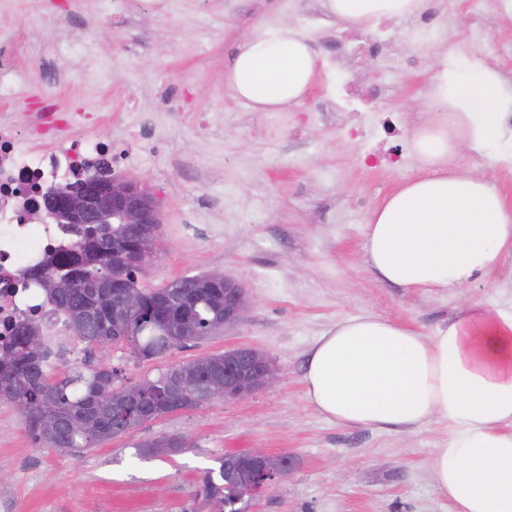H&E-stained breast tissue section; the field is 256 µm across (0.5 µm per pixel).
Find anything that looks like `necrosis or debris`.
<instances>
[{"label":"necrosis or debris","instance_id":"1","mask_svg":"<svg viewBox=\"0 0 512 512\" xmlns=\"http://www.w3.org/2000/svg\"><path fill=\"white\" fill-rule=\"evenodd\" d=\"M88 112L37 108L28 123L0 121V335L29 318L42 329L58 327L42 288L29 271L50 250L69 248L60 225L41 222L44 194L93 175L111 160L112 147L89 135Z\"/></svg>","mask_w":512,"mask_h":512}]
</instances>
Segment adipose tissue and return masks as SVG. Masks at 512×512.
I'll use <instances>...</instances> for the list:
<instances>
[{"instance_id":"1","label":"adipose tissue","mask_w":512,"mask_h":512,"mask_svg":"<svg viewBox=\"0 0 512 512\" xmlns=\"http://www.w3.org/2000/svg\"><path fill=\"white\" fill-rule=\"evenodd\" d=\"M425 0H325L336 18L366 26L416 16ZM319 55L289 21L243 37L224 80L256 112H281L310 90ZM497 70L433 76L431 118L409 150L422 164L373 212L363 251L377 279L412 292L453 293L489 279L512 257V207L454 160L498 142L504 100ZM304 395L326 420L385 430L436 421L448 436L431 462L450 512H512V312L479 300L422 335L365 313L344 318L312 345Z\"/></svg>"}]
</instances>
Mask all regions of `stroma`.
<instances>
[{"mask_svg": "<svg viewBox=\"0 0 512 512\" xmlns=\"http://www.w3.org/2000/svg\"><path fill=\"white\" fill-rule=\"evenodd\" d=\"M448 38L424 41L417 66L404 48L411 19H390L386 46L328 66L338 19L318 21L323 0H132L109 18L99 0H0V42L27 56L19 99L25 123L34 102L94 112L92 136L111 143L115 171L146 183L159 214L146 282L160 288L208 270L236 280L251 300L235 325L159 359L125 344L107 351L72 338L53 348L49 372L106 363L129 381L238 345L266 352L277 381L239 400L215 399L146 422L73 454L36 447L19 411L0 404V512H215L201 493L226 453L259 448L289 461L273 492L244 499L245 512H448L431 480L443 424L381 431L325 420L302 382L314 341L341 318L374 313L430 334L469 300L512 310V258L491 284L456 293H410L378 281L364 261L363 227L401 183L420 172L413 155L366 164L376 143L407 144L415 116L429 111L432 78L447 41L467 36L473 0H429ZM294 19L323 65L308 96L283 112H255L234 98L224 70L238 41ZM384 78L389 89L352 137L323 111L338 84ZM165 88L176 97L163 99ZM463 168L483 174L512 203V131L494 148L464 150ZM179 440L152 456L146 444Z\"/></svg>", "mask_w": 512, "mask_h": 512, "instance_id": "stroma-1", "label": "stroma"}]
</instances>
